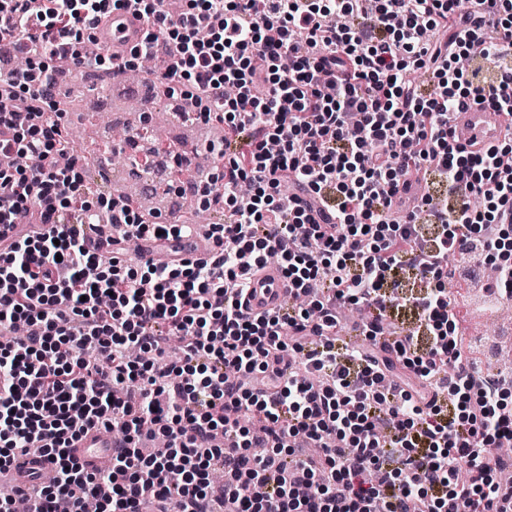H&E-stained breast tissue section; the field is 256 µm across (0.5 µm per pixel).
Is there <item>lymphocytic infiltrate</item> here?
Masks as SVG:
<instances>
[{"label":"lymphocytic infiltrate","instance_id":"f902f5d3","mask_svg":"<svg viewBox=\"0 0 512 512\" xmlns=\"http://www.w3.org/2000/svg\"><path fill=\"white\" fill-rule=\"evenodd\" d=\"M376 2L367 30L351 21L362 0H183L175 12L169 0H0V46L28 60L0 73V157L26 159L0 164V225L32 212L42 224L0 251V473L39 445L56 479L29 494L32 512H85L90 499L97 512H211L218 499L226 512H512L495 454L512 441L504 380L473 370L443 288L449 256L473 254L496 267L494 294L512 296L502 222L512 126L504 145L476 150L451 127L476 104L512 116V0H474L468 12L459 0ZM130 4L138 44L78 50ZM159 55L164 93L224 125L223 170L184 186L224 221L209 227V261L134 269L103 261L95 226L122 241L195 227L91 200L82 165L57 163L67 149L57 87L68 70L119 76ZM420 70L425 94L412 81ZM431 170L456 201L432 212L438 233L419 258L413 232L429 200L406 202ZM285 181L298 193L281 194ZM325 208L328 224L317 220ZM271 257L290 299L250 312L247 282ZM410 260L427 285L413 299L431 333L423 356L381 331L386 276ZM350 305L367 312L364 341L342 366L338 312ZM177 336L182 354L165 368L126 356L162 353ZM289 346L314 381L285 364ZM91 428L119 434L108 473L70 448ZM145 437L166 445L143 453ZM303 442L320 455H283ZM381 444L402 467L376 482Z\"/></svg>","mask_w":512,"mask_h":512}]
</instances>
